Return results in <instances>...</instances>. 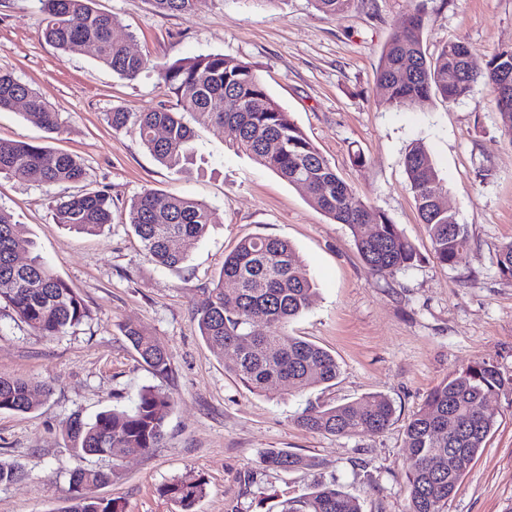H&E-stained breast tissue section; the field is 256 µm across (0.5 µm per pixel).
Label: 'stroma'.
Instances as JSON below:
<instances>
[{"instance_id": "stroma-1", "label": "stroma", "mask_w": 512, "mask_h": 512, "mask_svg": "<svg viewBox=\"0 0 512 512\" xmlns=\"http://www.w3.org/2000/svg\"><path fill=\"white\" fill-rule=\"evenodd\" d=\"M93 6L116 17L118 41L150 60L215 52L256 64L269 93L337 174L397 224L420 259L390 276L372 270L347 225L312 207L301 187L230 150L214 128L194 127L192 174L159 164L130 131L105 120L116 109L172 105L157 73L149 68L127 80L99 62L94 47L60 52L43 37L38 0H0V71L13 73L62 119L60 131L50 133L28 122L19 105L0 112V138L70 153L87 169L85 181L51 189L0 174V208L27 225L37 253L90 310L81 324L43 337L0 307V376L51 389L32 412L0 411V458L25 473L0 486V512H59L71 472L99 464L73 454L63 425L133 407L149 386L172 398L163 443L142 456H114L119 476L98 491L126 512H179L157 490L188 474L206 481L196 512H281L283 501L321 484L339 485L361 512H407L405 428L429 391L483 359L512 376V280L496 263L499 247L512 241V138L484 85L455 104L433 96L388 110L378 104L375 73L392 31L417 8L428 55L461 40L484 63L494 48L512 46V0H355L338 17L318 11L313 0H207L197 12L176 15L157 13L151 0ZM417 144L429 152L470 235L452 267L434 257L404 169ZM357 155L362 163H354ZM146 188L191 197L216 213L179 267L150 261L127 220L128 205ZM93 190L112 197V224L87 235L54 222L57 199ZM256 234L290 241L314 281L312 306L288 330L335 356L334 385L252 393L200 336L194 309L203 289L219 283L225 254ZM128 323L167 347V376L139 359L122 331ZM370 393L395 408L382 433L339 437L296 423L308 406ZM489 406L495 426L445 512H512V394L491 396ZM269 448L309 456L317 466L264 467Z\"/></svg>"}]
</instances>
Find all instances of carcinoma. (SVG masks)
<instances>
[{
  "mask_svg": "<svg viewBox=\"0 0 512 512\" xmlns=\"http://www.w3.org/2000/svg\"><path fill=\"white\" fill-rule=\"evenodd\" d=\"M45 14L44 38L55 48L73 53L92 45L101 63L121 78L133 80L148 66L156 69L168 93L169 107L131 113L115 109L106 113L115 130L127 129L154 158L169 169L187 170L195 155V131L183 120H194L224 130L229 148L252 157L292 185L307 189V201L336 224L347 225L361 259L381 274L408 269L419 261L415 246L382 212L372 227L362 223L369 206L343 181L290 114L270 95L257 66L222 53H201L174 62H151L131 55L113 37L117 20L92 7L93 0H38ZM330 16L347 12L354 0H314ZM207 0H153L161 14H182L199 9ZM424 17L420 10L408 14L394 28L376 71L382 90L379 105L386 109L410 106L431 95L451 104L471 95L478 84L490 88L492 102L506 121L512 138V46L492 52L485 73L474 76L467 68L471 57L463 41L445 45L438 57H427L423 45ZM457 73L448 83V71ZM18 99L27 100L26 119L53 133L61 128L60 113L12 74L0 72V111L10 110ZM166 130L161 139L156 129ZM421 223L426 225L437 261L453 266L469 244L465 225L435 202L441 193L433 161L421 145L404 157ZM0 173L21 174L45 187L79 183L86 179L84 164L75 156L23 141L0 139ZM113 220V200L104 190L61 198L54 206V221L81 233L94 235ZM128 221L146 256L168 268L178 267L190 248L214 223L206 203L180 194L159 195L152 189L131 203ZM26 225L0 209V303L39 336H57L90 316L84 300L60 279L39 256ZM499 273L512 279V241L498 250ZM236 288L224 292V281ZM316 288L292 244L281 238L255 235L240 240L224 256L215 287L205 288L196 303L195 318L206 343L231 360L233 375L250 391L263 393L281 387L285 394L336 380V358L321 346L288 333V324L309 309ZM124 333L132 348L154 374L171 369L168 349L141 326L127 324ZM512 389L496 366L484 360L444 379L426 396L424 406L405 429L408 450L404 468L407 512H444L479 450L495 425L487 407L492 394ZM49 392L45 383L0 377V411L28 413L37 393ZM172 406L170 396L154 387L143 388L131 409L112 408L86 422L71 418L62 429L79 458L110 456V452L144 455L159 446ZM395 409L381 394L360 401L311 406L296 418L312 433L351 437L386 430ZM267 468L292 471L316 466L313 458L281 448H268L261 456ZM22 476L20 468L0 459V485ZM113 469L79 468L74 471L68 496L60 512H124L116 499L92 495V489L112 481ZM206 492V482L192 475L158 489L180 512H195ZM282 512H361L360 505L334 485L284 501Z\"/></svg>",
  "mask_w": 512,
  "mask_h": 512,
  "instance_id": "carcinoma-1",
  "label": "carcinoma"
}]
</instances>
